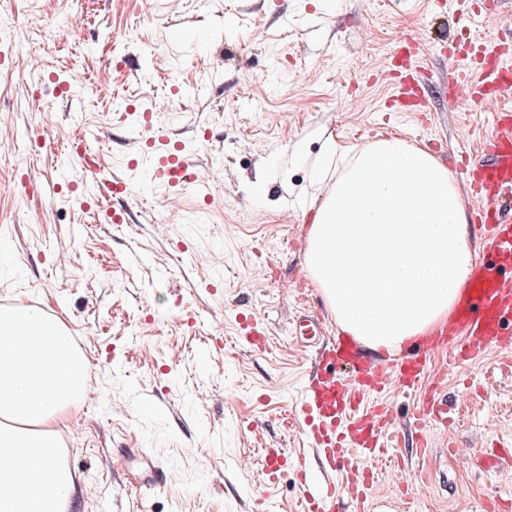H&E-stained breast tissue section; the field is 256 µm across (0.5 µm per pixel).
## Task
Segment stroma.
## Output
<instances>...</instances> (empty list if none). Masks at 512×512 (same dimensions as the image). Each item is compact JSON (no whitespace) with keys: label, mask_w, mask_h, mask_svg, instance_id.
<instances>
[{"label":"stroma","mask_w":512,"mask_h":512,"mask_svg":"<svg viewBox=\"0 0 512 512\" xmlns=\"http://www.w3.org/2000/svg\"><path fill=\"white\" fill-rule=\"evenodd\" d=\"M488 37L512 40V0H473ZM459 0H0V305L60 316L86 355L90 392L67 433L66 460L83 489L68 512H298L300 474L320 476L294 409L315 351L338 328L306 267L316 188L331 183L327 151L353 155L388 135L438 140L449 158L477 151L494 115L437 91L433 123L385 106L392 57L414 33L429 47L424 75L441 85L461 39ZM223 55L222 69L210 57ZM111 67L101 92H67L70 68ZM136 100L158 115L201 168L217 167L205 210L190 187L156 184L139 157L146 131ZM80 132L104 177L127 178L109 198L127 221L97 217L74 150L47 153ZM268 343L238 338L242 314ZM307 314L312 336L296 335ZM435 399L447 422L414 423ZM396 423L373 469L364 512H512V353L451 364L429 353L413 391L384 394ZM139 448L165 466L161 488L141 482ZM293 461L278 483L265 452ZM497 455L495 465L485 456Z\"/></svg>","instance_id":"obj_1"}]
</instances>
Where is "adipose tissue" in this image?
<instances>
[{
  "mask_svg": "<svg viewBox=\"0 0 512 512\" xmlns=\"http://www.w3.org/2000/svg\"><path fill=\"white\" fill-rule=\"evenodd\" d=\"M306 265L337 326L372 353L440 327L477 262L462 196L429 151L390 136L312 203ZM89 365L63 321L0 307V512H66L65 433Z\"/></svg>",
  "mask_w": 512,
  "mask_h": 512,
  "instance_id": "adipose-tissue-1",
  "label": "adipose tissue"
}]
</instances>
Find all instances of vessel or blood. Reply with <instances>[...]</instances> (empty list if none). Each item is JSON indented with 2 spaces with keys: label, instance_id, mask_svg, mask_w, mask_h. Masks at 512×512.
<instances>
[{
  "label": "vessel or blood",
  "instance_id": "b4317fda",
  "mask_svg": "<svg viewBox=\"0 0 512 512\" xmlns=\"http://www.w3.org/2000/svg\"><path fill=\"white\" fill-rule=\"evenodd\" d=\"M511 95L512 58L506 56L496 67L468 65L458 70L448 85L452 99L463 96L485 103ZM148 130L154 180L171 188L188 182L197 195L208 197L209 179L200 174L187 179L191 166L185 154L171 151L165 127L153 123ZM460 178L476 188L479 205L475 223L494 262L474 271L451 316L452 326L466 329L469 336L467 347L453 355L457 362L475 360L489 349L505 347L506 325L512 322L511 113H497L481 155L469 158ZM322 356L327 366L302 389L296 415L303 422L305 435L319 441L323 465L349 468L355 481L368 482L374 461L384 456L390 418L386 412L368 407L366 401L388 384L413 389L427 372L425 353L418 348L389 360H370L352 339L340 335ZM303 496L315 505L316 512H335L336 490L332 486L306 482Z\"/></svg>",
  "mask_w": 512,
  "mask_h": 512
}]
</instances>
